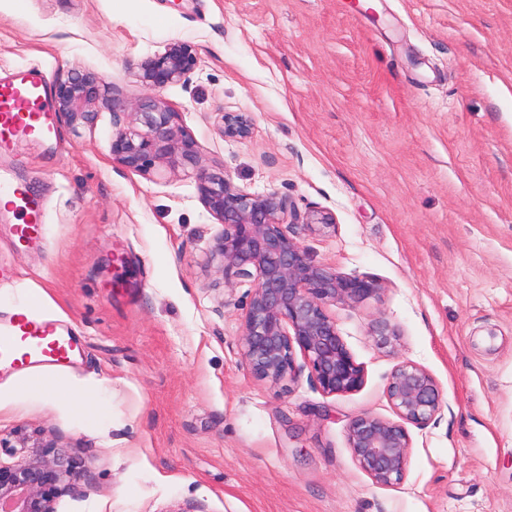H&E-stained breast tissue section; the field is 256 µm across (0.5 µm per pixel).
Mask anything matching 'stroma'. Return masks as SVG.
<instances>
[{
  "instance_id": "obj_1",
  "label": "stroma",
  "mask_w": 512,
  "mask_h": 512,
  "mask_svg": "<svg viewBox=\"0 0 512 512\" xmlns=\"http://www.w3.org/2000/svg\"><path fill=\"white\" fill-rule=\"evenodd\" d=\"M0 0V75L40 64L145 94L133 64L175 40L199 67L163 98L203 161L236 189L275 192L336 226L304 234L319 264L380 289L328 306L365 371L325 395L245 365L254 280L225 289L208 264L222 227L185 171L148 180L110 154L112 117L21 139L0 174L43 204L24 246L0 209V322L35 307L78 338L60 375L103 380L98 405L29 392L0 410V438L43 433L78 449L79 492L56 512H512V0ZM251 121L221 134L223 113ZM399 338L382 344L377 322ZM443 407L409 425L403 480L381 486L348 444L358 414L395 413L403 362Z\"/></svg>"
}]
</instances>
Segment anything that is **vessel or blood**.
I'll list each match as a JSON object with an SVG mask.
<instances>
[{
  "label": "vessel or blood",
  "instance_id": "1",
  "mask_svg": "<svg viewBox=\"0 0 512 512\" xmlns=\"http://www.w3.org/2000/svg\"><path fill=\"white\" fill-rule=\"evenodd\" d=\"M49 69L36 67L23 76L0 78V144L8 145L14 138L34 131H49L50 116L47 109ZM16 197L23 205L26 225L20 228L22 242L36 240L41 232L40 213L34 201L26 199L20 189L0 178V197ZM74 353V338L51 321H39L20 315L10 320L0 331V364L17 367L70 363Z\"/></svg>",
  "mask_w": 512,
  "mask_h": 512
}]
</instances>
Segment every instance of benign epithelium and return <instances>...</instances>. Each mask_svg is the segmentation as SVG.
I'll list each match as a JSON object with an SVG mask.
<instances>
[{
  "label": "benign epithelium",
  "mask_w": 512,
  "mask_h": 512,
  "mask_svg": "<svg viewBox=\"0 0 512 512\" xmlns=\"http://www.w3.org/2000/svg\"><path fill=\"white\" fill-rule=\"evenodd\" d=\"M198 65L194 46L168 43L164 51L141 60L135 76L148 94L128 105L108 96L99 75L72 70L56 78L55 112L74 131L93 129L101 114L112 113V160L146 179L161 169H192L199 200L223 230L214 238L208 262L222 275L224 287L252 278L255 288L243 316V360L257 377L279 385L296 380L297 357L326 395L359 390L365 372L358 364L326 307L357 303L380 290L368 279L342 276L313 262L299 232L316 233L335 227L327 214L301 215L272 192L250 195L230 185L224 175L204 165L197 141L160 92L187 81ZM129 110L123 126L116 110ZM226 137H245L248 120L222 115ZM387 398L398 417L389 420L363 412L348 427V442L360 468L377 484L391 486L405 474L411 438L407 425H422L442 408L435 378L424 368L402 362L391 373ZM10 461H0V512H56V501L78 491L83 477L73 448L44 436L22 435L0 440Z\"/></svg>",
  "instance_id": "obj_1"
}]
</instances>
